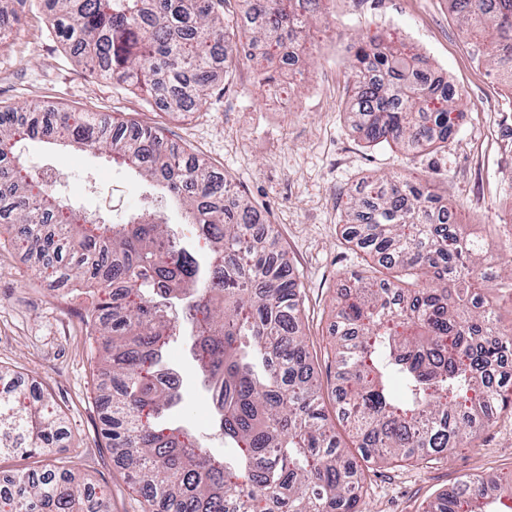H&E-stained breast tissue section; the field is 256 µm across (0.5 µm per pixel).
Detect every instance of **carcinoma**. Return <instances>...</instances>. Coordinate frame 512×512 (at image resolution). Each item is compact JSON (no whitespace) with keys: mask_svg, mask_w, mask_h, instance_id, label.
Returning <instances> with one entry per match:
<instances>
[{"mask_svg":"<svg viewBox=\"0 0 512 512\" xmlns=\"http://www.w3.org/2000/svg\"><path fill=\"white\" fill-rule=\"evenodd\" d=\"M230 0H0V45L32 5L75 63L129 83L164 112L206 103L218 73L245 44L256 63L306 30L322 0H248L255 27L224 25ZM471 27L495 38L478 49L512 83V0H449ZM426 59L363 37L348 61L357 77L350 112L371 143L410 152L448 143L458 100L427 82ZM105 148L169 193L211 248L200 261L156 212L102 224L37 182L15 149L21 140ZM350 198L345 223L374 263L341 295L334 358L338 413L359 456L344 449L324 410L305 348L302 282L271 226L207 162L181 157L157 130L95 113L0 109V235L29 246L37 276L90 284L100 300L87 314L103 340L98 401L102 436L150 503L149 512H362L365 473L380 464L435 463L471 445L512 409V381L484 367L512 353L488 293L512 291V271L479 278L483 243L445 224L450 212L421 183L371 178ZM180 308L201 383L224 390V458L170 423L182 400L166 384L168 346ZM22 383L0 392V456L60 447L63 418ZM512 473L467 477L423 512H512L502 501ZM7 512H108L105 497L65 467H26L0 490Z\"/></svg>","mask_w":512,"mask_h":512,"instance_id":"cac0c4a2","label":"carcinoma"}]
</instances>
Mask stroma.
<instances>
[{
	"instance_id": "stroma-1",
	"label": "stroma",
	"mask_w": 512,
	"mask_h": 512,
	"mask_svg": "<svg viewBox=\"0 0 512 512\" xmlns=\"http://www.w3.org/2000/svg\"><path fill=\"white\" fill-rule=\"evenodd\" d=\"M315 19L303 55L280 56L291 82L281 111L265 110L268 87L259 67L243 56L205 106L163 112L126 84L75 67L50 33L45 14L30 10L21 14L17 35L0 46V106L37 103L161 127L170 144L204 159L247 196L278 232L302 282L308 352L326 411L347 445L348 427L335 417L336 297L369 270L344 222L347 199L367 178L383 173L425 180L450 200L459 224L483 241L486 253L512 260V89L476 54L483 34L453 13L448 0H322ZM366 34L427 56L431 79L458 94L463 116L447 147L403 152L368 143L353 127L348 106L355 84L346 66L356 38ZM21 152L29 170L52 169L56 196L99 221L121 222L144 202L140 179L105 152L36 140ZM33 261L24 248L0 244V367L41 388L64 416L68 446L51 456V464L72 469L107 493L112 512H145V499L100 431L97 367L104 351L85 322L96 297L37 279ZM169 357L184 392L173 419L208 451L223 453L186 337L171 343ZM504 472H512L508 412L472 447L455 450L445 462L429 468L393 463L367 472L361 507L420 512L423 502L453 490L463 476Z\"/></svg>"
}]
</instances>
